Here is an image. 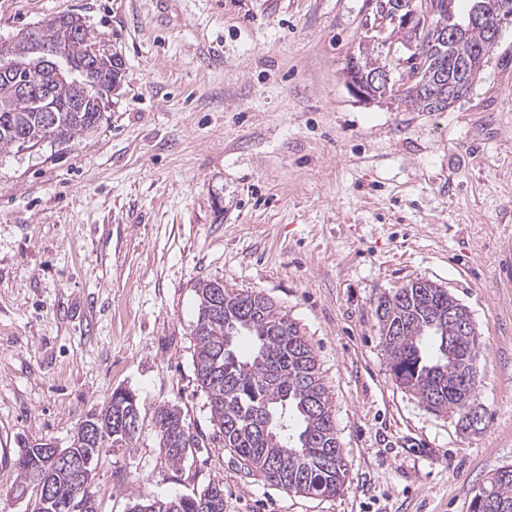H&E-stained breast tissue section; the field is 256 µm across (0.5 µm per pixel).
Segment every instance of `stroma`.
Segmentation results:
<instances>
[{"label": "stroma", "instance_id": "35a3bbf8", "mask_svg": "<svg viewBox=\"0 0 512 512\" xmlns=\"http://www.w3.org/2000/svg\"><path fill=\"white\" fill-rule=\"evenodd\" d=\"M377 0H0V42L74 13L122 62L98 128L0 151V512L22 447H69L132 391L98 512L224 487V512H468L512 465V30L444 112L364 102L344 70ZM447 288L482 340L481 432L393 380L378 299ZM259 292L312 345L348 475L299 494L225 448L193 366L200 281ZM177 406L199 441L159 447ZM156 421L159 447L171 463L179 464L184 460L182 448L186 450L197 448V436L186 425L182 412L177 407L169 405L161 407L157 412Z\"/></svg>", "mask_w": 512, "mask_h": 512}]
</instances>
